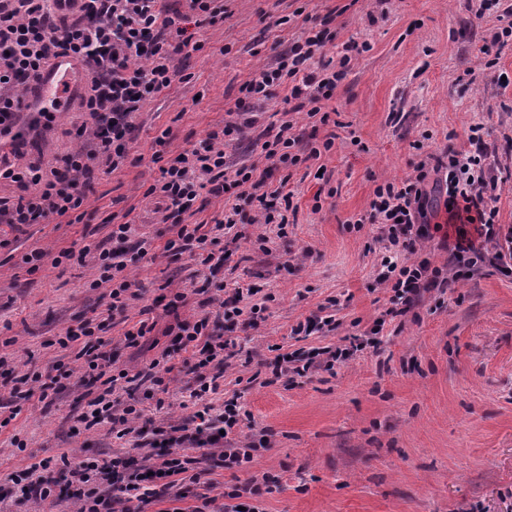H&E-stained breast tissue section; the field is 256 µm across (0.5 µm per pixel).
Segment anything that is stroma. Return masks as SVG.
<instances>
[{"label": "stroma", "mask_w": 512, "mask_h": 512, "mask_svg": "<svg viewBox=\"0 0 512 512\" xmlns=\"http://www.w3.org/2000/svg\"><path fill=\"white\" fill-rule=\"evenodd\" d=\"M224 7L223 22L197 29L200 50L179 56L171 89L139 113L135 163L97 173L80 223L0 224V358L19 375L54 364L70 374L47 404L14 401L0 383V496L15 493V472L43 459L151 452L117 438L107 423L73 433L87 408L76 383L86 368L75 349L57 343L67 327L100 318L111 290L93 285L97 253L80 263L60 260V251L96 245L128 222L133 238L149 245L146 256L130 250L123 257L138 295L102 336L113 371L136 373L171 351L177 370L165 406L135 393L145 416L159 424L188 420L204 405L220 409L233 400L242 429L230 442L260 446L244 468L211 467L200 493L217 498L239 480L269 474L279 483L260 498L261 512H512V276L489 263L459 269L436 239L413 254L388 250L385 225H353L377 185L404 181L428 155L469 151L472 124H484L494 166L512 169V41H492L512 0H497L479 20L478 0H224ZM300 10L333 14L336 39L324 55L338 57L352 37L371 49L323 101L334 123L315 127L304 113L284 116L288 90L281 87L257 108L244 140L227 143L236 164L256 165L271 183L286 181L297 213L281 237L262 224L236 225L232 256L209 270L166 247L171 233L146 195L161 177L154 142L163 136L169 149H189L222 128L240 84L300 36ZM285 117L296 153L328 138L331 150L289 168L266 160L258 138ZM86 119L71 101L51 130L18 148L4 145L0 158L50 172L78 148L71 131ZM386 259L428 260L452 283L420 296L406 315L385 318L377 346L334 371L291 383L275 378L276 356H314L384 318L392 291L378 275ZM238 287L252 289L248 302L261 310L252 324L225 323L222 335L237 356L218 393L193 399V375L181 369L184 355L167 329L216 312ZM178 292L183 301H175ZM143 319L152 331L127 345L125 330ZM306 321L309 331L292 335Z\"/></svg>", "instance_id": "35a3bbf8"}]
</instances>
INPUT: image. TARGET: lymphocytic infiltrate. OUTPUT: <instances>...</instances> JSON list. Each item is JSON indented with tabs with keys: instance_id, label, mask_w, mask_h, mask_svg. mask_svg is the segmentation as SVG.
Returning <instances> with one entry per match:
<instances>
[{
	"instance_id": "f902f5d3",
	"label": "lymphocytic infiltrate",
	"mask_w": 512,
	"mask_h": 512,
	"mask_svg": "<svg viewBox=\"0 0 512 512\" xmlns=\"http://www.w3.org/2000/svg\"><path fill=\"white\" fill-rule=\"evenodd\" d=\"M185 2L187 9L182 12L167 9L161 0H0V133L18 122L24 99L35 93L49 73L51 51L91 71L82 95L88 120L75 132L81 148L67 153L62 167L48 178L32 164H1L0 178L18 183L22 193L12 199L0 198V224L72 218L83 206L96 170L104 167L113 172L129 159L137 112L171 87L178 75L177 57L186 49H198L195 28L215 24L224 14L216 0ZM330 21L327 15L304 16L300 37L277 56L273 66L240 85L234 103L238 121L209 132L193 148L169 155L155 151L153 159L161 164V178L149 187V195L179 216L192 211L200 189H208L216 197L231 191L236 202L224 215L225 228L256 223L285 226L288 216L281 206L290 203L291 192L281 185L270 186L267 174L257 173L252 166L228 172L223 144L242 136L252 123L250 114L256 105L271 99L274 90L283 85L290 88L287 98L294 101L295 111L306 112L312 122L329 123L330 115L321 110L320 101L332 98L352 60L371 49L369 43L351 39L343 43L337 62L315 61L316 52L326 44ZM291 127L286 120L278 130L264 131L266 159L294 166L306 157L320 158L333 146L328 139L311 147L307 156L294 154L296 140L288 135ZM469 141L468 153L445 151L419 162L415 177L376 187L368 219L386 225V240L391 246L403 244L411 250L428 236L430 196L437 191L446 196L448 222L455 229L445 246L456 264L473 268L488 261L499 263V256L489 255L486 246L499 241L512 243V230L502 231L495 206L496 191L512 180V172L491 174L482 125H471ZM172 229L174 236L167 241V249L187 255L197 265L221 264L230 255L204 225L176 223ZM129 230V224L114 225L110 247L98 255L99 280L113 286L110 314L123 308L122 298L132 287L130 281L117 278L124 269L119 257ZM378 280L393 290L392 306L387 311L391 317L410 308L421 293L448 285L439 269L425 260L402 267L386 263ZM110 314L97 322L86 320L67 328L58 343L65 348L81 342L80 357L89 370L106 380L105 394L89 401L90 411H97L99 419H110L118 437L142 439L147 435L140 425L142 410L113 398L118 378L110 373L111 353L88 341L89 336L111 328ZM172 331L181 350L192 353L196 397L217 392L230 366V341L215 338L205 316L177 322ZM239 423L237 405L230 401L216 417L198 424L186 420L165 427L162 444L152 458L140 462L115 456L84 460L75 466L66 464L56 470L45 460L32 464L13 478L18 487L14 502H64L76 506L77 512H141L142 505L171 492L180 499L191 497L180 477L198 460H212L225 468L252 460L251 449L224 445L225 435Z\"/></svg>"
}]
</instances>
